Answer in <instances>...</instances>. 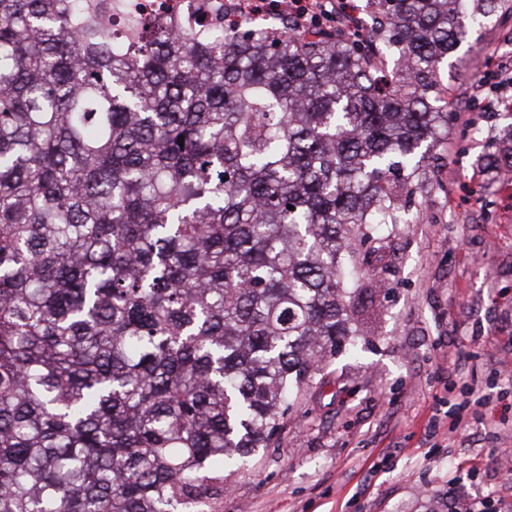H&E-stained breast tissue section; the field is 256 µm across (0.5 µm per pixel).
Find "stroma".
Masks as SVG:
<instances>
[{"label":"stroma","mask_w":512,"mask_h":512,"mask_svg":"<svg viewBox=\"0 0 512 512\" xmlns=\"http://www.w3.org/2000/svg\"><path fill=\"white\" fill-rule=\"evenodd\" d=\"M503 29L476 31L443 67L448 145L420 214L380 255L358 319L362 352L337 353L323 384L305 386L268 448L228 477L217 512H448V485L512 512L498 447L512 434V176L489 182L478 160L512 120L471 100L486 59L512 62ZM468 113V124L455 118ZM456 358L460 380H449ZM485 405L469 431L448 432L463 385Z\"/></svg>","instance_id":"1"}]
</instances>
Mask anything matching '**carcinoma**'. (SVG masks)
I'll return each instance as SVG.
<instances>
[{
	"mask_svg": "<svg viewBox=\"0 0 512 512\" xmlns=\"http://www.w3.org/2000/svg\"><path fill=\"white\" fill-rule=\"evenodd\" d=\"M0 0V512H213L344 346L448 144L440 70L512 0L238 31ZM184 144H179V136ZM512 172V125L481 162Z\"/></svg>",
	"mask_w": 512,
	"mask_h": 512,
	"instance_id": "1",
	"label": "carcinoma"
}]
</instances>
